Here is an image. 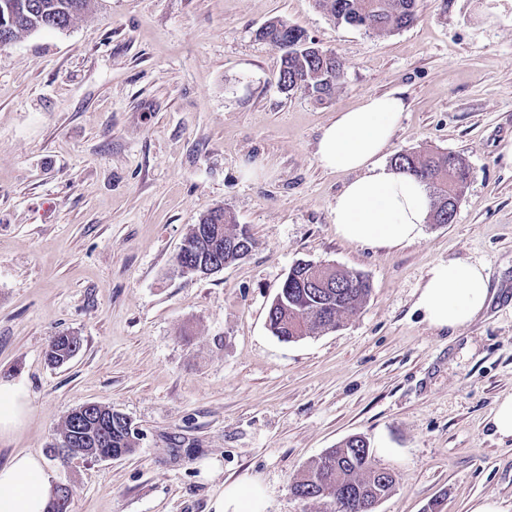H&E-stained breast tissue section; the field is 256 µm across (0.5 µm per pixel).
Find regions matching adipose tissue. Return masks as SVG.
Returning <instances> with one entry per match:
<instances>
[{"label":"adipose tissue","mask_w":512,"mask_h":512,"mask_svg":"<svg viewBox=\"0 0 512 512\" xmlns=\"http://www.w3.org/2000/svg\"><path fill=\"white\" fill-rule=\"evenodd\" d=\"M406 108L394 94L364 96L357 107L337 113L324 127L316 155L323 167L352 173L336 199L332 222L344 237L396 247L415 241L433 201L425 182L384 162ZM485 263L451 260L433 264L415 308L429 326L455 329L472 322L489 298ZM30 412L22 384L0 382V437L10 435ZM54 487L45 461L17 452L0 466V512H48ZM266 488L244 477L212 501L213 512H267Z\"/></svg>","instance_id":"adipose-tissue-1"}]
</instances>
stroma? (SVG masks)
<instances>
[{
	"label": "stroma",
	"instance_id": "35a3bbf8",
	"mask_svg": "<svg viewBox=\"0 0 512 512\" xmlns=\"http://www.w3.org/2000/svg\"><path fill=\"white\" fill-rule=\"evenodd\" d=\"M280 19L336 52L344 79L318 102L279 86ZM403 96L386 159L452 152L470 166L453 223L399 247L336 231L349 181L316 156L324 126L367 95ZM512 0H418L387 34L334 23L316 0H100L69 29L0 46V382L30 397L0 464L46 457L67 415L112 407L129 456L48 459L71 512H210L241 477L268 512H324L296 475L353 435L393 472L375 512H512ZM230 208L256 240L207 277L175 256L192 224ZM369 279L336 330L274 336L269 307L298 260ZM482 261L490 299L438 330L414 309L430 267ZM81 346L61 365L55 336ZM221 469L203 477V460ZM492 423L500 437H512V394L499 401L493 412Z\"/></svg>",
	"mask_w": 512,
	"mask_h": 512
}]
</instances>
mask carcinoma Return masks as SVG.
<instances>
[{"label":"carcinoma","instance_id":"carcinoma-1","mask_svg":"<svg viewBox=\"0 0 512 512\" xmlns=\"http://www.w3.org/2000/svg\"><path fill=\"white\" fill-rule=\"evenodd\" d=\"M318 6L337 24L366 31L390 33L412 25L417 18V0H316ZM96 0H0V36L11 43L38 30H65L86 17ZM259 37L283 51L279 85L282 89L300 90L321 101L330 96L344 78L343 64L331 50L317 53L314 41L304 30L282 20L268 22ZM392 165L400 172L412 173L423 179L433 199L431 218L435 224H450L454 220L461 190L470 175L463 157L450 153L418 155L399 153ZM237 223L233 212L219 207L203 215L192 225L185 237L184 254L176 256L179 265L191 269L207 261L218 251L229 265L240 255L226 245V238L199 236L198 229L215 227L218 221ZM308 270L297 265L290 269L268 311L271 333L284 341L301 339L340 326L346 314L357 311L367 301L371 291L369 281L358 273L343 270L336 275L332 295L323 299L316 289L308 287ZM80 347L76 336H57L51 342L47 359L54 365L69 360ZM94 431L107 433L105 447L112 449V458L132 454L137 439L130 436L125 417L103 405H96ZM82 419L68 414L58 439L49 451L77 441L76 427ZM341 485L355 498L364 500L387 497L395 484V476H377V465L366 440L352 436L335 448L326 449L309 462L291 485L292 493L306 500H322L323 492Z\"/></svg>","mask_w":512,"mask_h":512}]
</instances>
